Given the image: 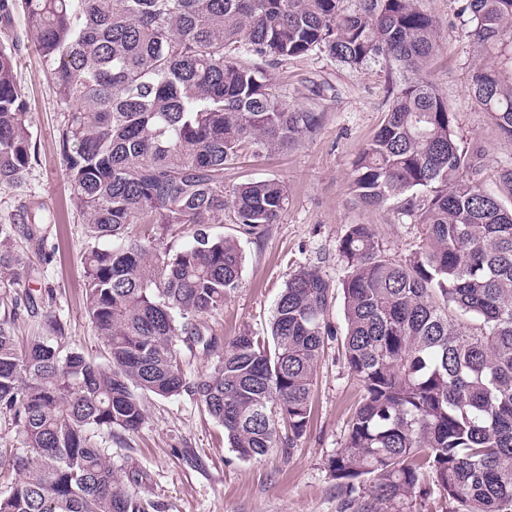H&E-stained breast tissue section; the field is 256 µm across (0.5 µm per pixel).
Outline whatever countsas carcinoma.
<instances>
[{
  "label": "carcinoma",
  "mask_w": 512,
  "mask_h": 512,
  "mask_svg": "<svg viewBox=\"0 0 512 512\" xmlns=\"http://www.w3.org/2000/svg\"><path fill=\"white\" fill-rule=\"evenodd\" d=\"M22 11L65 111L59 133L70 198L84 218L87 313L104 342L96 362L62 345V323L16 344L13 288L32 279L17 226L0 224V416L22 449L0 448V512H149L112 466V439L144 422V399L186 394L224 428L241 460L309 427L314 372L340 340L364 396L329 471L356 512H407L433 490L454 512H512V168L485 189L483 153L455 134L425 71L437 47L416 0H0ZM477 52L469 89L512 142V0H465ZM17 45L0 43V187L30 167L33 134L14 80ZM322 52L350 69L383 63L391 102L353 162L357 199L393 204L422 228L403 259L368 224L339 241L344 335L335 287L316 266L285 284L270 336L220 343L203 321L239 287L237 240L210 225L229 215L260 236L288 204L278 179L224 189V169L315 131L322 114L288 105L266 68ZM42 207L27 212L34 246ZM132 224L146 226L130 239ZM185 234L178 248L168 236ZM476 321L462 323L460 316ZM215 357L186 377L178 343Z\"/></svg>",
  "instance_id": "obj_1"
}]
</instances>
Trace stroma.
<instances>
[{
  "label": "stroma",
  "mask_w": 512,
  "mask_h": 512,
  "mask_svg": "<svg viewBox=\"0 0 512 512\" xmlns=\"http://www.w3.org/2000/svg\"><path fill=\"white\" fill-rule=\"evenodd\" d=\"M419 5L433 17L439 35L427 75L447 98L459 137L484 148L481 179L496 190L500 169L512 165V142L501 139L469 91L475 54L469 17L461 11V0H419ZM26 29L24 15L14 13L0 22V42L20 44L14 75L29 102L25 122L37 159L19 185L0 188V224H25V208L33 202L43 204L50 224L43 252L31 257L39 273L17 290L19 297H33L38 310L19 309L12 327L19 344H26L42 335L43 315L51 313L63 324L66 346L99 361L104 345L85 303L83 219L70 201L59 143L63 114ZM266 77L284 101L321 113L322 122L295 145L245 156L224 171L228 187L280 179L288 189V205L278 223L257 238L235 224L212 227L238 239L244 254L239 287L223 310L205 317L222 341L245 329L269 335L278 297L299 267L319 266L327 279L340 283L346 269L336 248L350 225H370L383 249L398 259L421 237L420 225L410 218L391 208L361 205L350 189L352 162L390 104L385 66L351 70L314 53L268 68ZM363 395L361 382L333 344L317 366L310 428L292 452L272 448L240 460L222 427L189 396L151 397L145 401L144 424L113 441L112 464L127 489L153 502L152 512H346L328 461L342 448Z\"/></svg>",
  "instance_id": "obj_1"
}]
</instances>
